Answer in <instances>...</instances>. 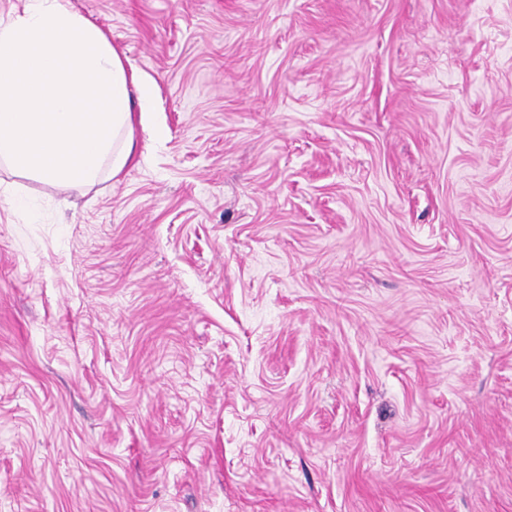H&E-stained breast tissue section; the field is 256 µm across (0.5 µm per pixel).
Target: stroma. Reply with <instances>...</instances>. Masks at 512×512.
<instances>
[{
  "mask_svg": "<svg viewBox=\"0 0 512 512\" xmlns=\"http://www.w3.org/2000/svg\"><path fill=\"white\" fill-rule=\"evenodd\" d=\"M68 6L153 99L0 165V512H512V0Z\"/></svg>",
  "mask_w": 512,
  "mask_h": 512,
  "instance_id": "1",
  "label": "stroma"
}]
</instances>
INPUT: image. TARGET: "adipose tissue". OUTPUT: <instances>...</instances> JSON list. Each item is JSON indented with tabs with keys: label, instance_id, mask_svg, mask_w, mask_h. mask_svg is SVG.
I'll return each mask as SVG.
<instances>
[{
	"label": "adipose tissue",
	"instance_id": "1",
	"mask_svg": "<svg viewBox=\"0 0 512 512\" xmlns=\"http://www.w3.org/2000/svg\"><path fill=\"white\" fill-rule=\"evenodd\" d=\"M149 81L66 0H19L0 24V160L58 186L120 171L134 151L132 98Z\"/></svg>",
	"mask_w": 512,
	"mask_h": 512
}]
</instances>
